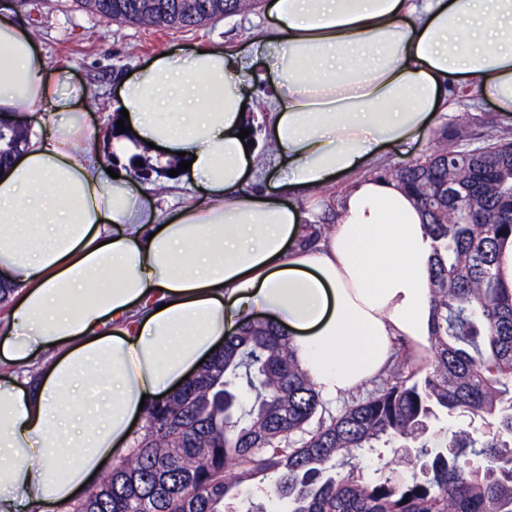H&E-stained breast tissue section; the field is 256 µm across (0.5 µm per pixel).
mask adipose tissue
I'll use <instances>...</instances> for the list:
<instances>
[{"label":"adipose tissue","instance_id":"obj_1","mask_svg":"<svg viewBox=\"0 0 512 512\" xmlns=\"http://www.w3.org/2000/svg\"><path fill=\"white\" fill-rule=\"evenodd\" d=\"M250 48L155 55L126 82L121 137L100 144L85 93L49 69L0 0V118L50 125L0 170V512H56L126 450L163 397L247 321H274L321 397L370 384L396 340L430 336L433 242L413 197L375 175L470 87L512 119V0H274ZM269 87L272 169L240 139L247 76ZM183 151L202 191L148 204L104 152ZM346 179L337 223L306 244L301 198ZM50 360L37 380L18 368Z\"/></svg>","mask_w":512,"mask_h":512}]
</instances>
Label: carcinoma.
I'll return each mask as SVG.
<instances>
[{
	"instance_id": "carcinoma-1",
	"label": "carcinoma",
	"mask_w": 512,
	"mask_h": 512,
	"mask_svg": "<svg viewBox=\"0 0 512 512\" xmlns=\"http://www.w3.org/2000/svg\"><path fill=\"white\" fill-rule=\"evenodd\" d=\"M107 21L191 29L257 0H81ZM29 143L0 127V163ZM137 176L169 177L135 164ZM483 172L491 177L480 184ZM417 198L434 239L428 365L398 350L359 399L324 408L289 336L249 321L183 387L151 404L126 457L69 512H239L254 481L272 477L285 512H512V290L496 266L512 237V140L441 133L435 149L383 172ZM455 198H448V191ZM493 218L494 224L482 220ZM254 392L234 416L238 389ZM488 416L478 437L426 433L439 416ZM417 447L408 479L336 471L354 450Z\"/></svg>"
}]
</instances>
